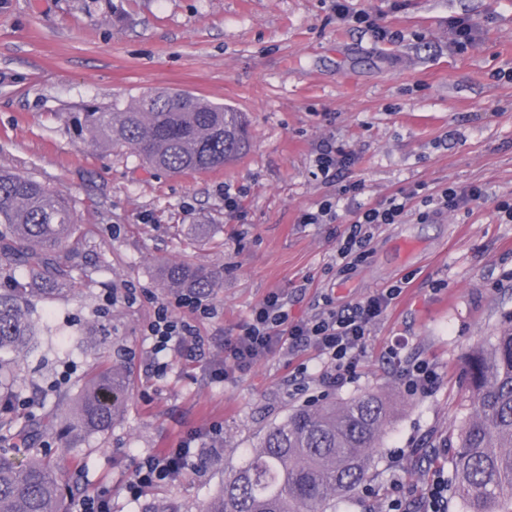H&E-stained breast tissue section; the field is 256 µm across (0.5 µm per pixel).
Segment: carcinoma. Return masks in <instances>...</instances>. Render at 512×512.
Segmentation results:
<instances>
[{"label":"carcinoma","mask_w":512,"mask_h":512,"mask_svg":"<svg viewBox=\"0 0 512 512\" xmlns=\"http://www.w3.org/2000/svg\"><path fill=\"white\" fill-rule=\"evenodd\" d=\"M92 141L125 148L145 166L172 175L220 168L249 148L239 112L176 91L143 95L129 105L85 113ZM0 266L20 268L27 282L0 288V512H68L55 466L27 447L21 461L6 443H28L35 428L10 412L15 359L42 345L41 316L31 297L71 283L57 251L75 234L71 199L42 183L0 167ZM169 286L206 294L215 276L188 264L169 267ZM474 413L458 433L448 463L451 494L463 512H512V329L476 348L468 362ZM131 382L118 367L101 366L85 379L75 404V426L107 429L120 413ZM379 391L347 401L302 405L267 429L244 461L224 479L201 512H336V502L364 486L373 449L391 420Z\"/></svg>","instance_id":"cac0c4a2"}]
</instances>
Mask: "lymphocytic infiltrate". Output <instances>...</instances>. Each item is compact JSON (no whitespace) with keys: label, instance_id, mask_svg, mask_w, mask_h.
<instances>
[{"label":"lymphocytic infiltrate","instance_id":"f902f5d3","mask_svg":"<svg viewBox=\"0 0 512 512\" xmlns=\"http://www.w3.org/2000/svg\"><path fill=\"white\" fill-rule=\"evenodd\" d=\"M315 152L318 175L326 183L337 184L338 197L325 199L316 209L304 211L298 221L302 224H333L338 217H345L348 227L336 250V263L343 268L352 267L362 260L365 246L382 225L403 223L410 214L424 221L443 212H466L472 203L485 195L478 185L444 186L429 194L415 185L398 189L385 203L361 205L355 201L360 191L359 183L342 186L337 183L343 169L353 164V153L337 146L331 138L318 141ZM349 198L354 199V206L347 208L345 214H338L339 200ZM401 292L398 285L384 288L342 307L326 308L309 322L291 321L284 297L276 292L270 293L254 308L249 321L240 326L238 333L225 339L224 360L211 365L210 372L222 380L233 369L258 362L275 350L298 352L313 347L331 361L332 371L325 380L326 386H343L353 376L355 351L363 347L371 326L384 316ZM147 332L151 352L156 356H190L204 345L203 337L188 322L175 316L166 303L159 304ZM199 441V436L195 435L161 454L143 458L129 484L131 493H139L142 488L178 476L195 458V446Z\"/></svg>","mask_w":512,"mask_h":512}]
</instances>
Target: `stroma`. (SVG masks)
I'll list each match as a JSON object with an SVG mask.
<instances>
[{
    "label": "stroma",
    "mask_w": 512,
    "mask_h": 512,
    "mask_svg": "<svg viewBox=\"0 0 512 512\" xmlns=\"http://www.w3.org/2000/svg\"><path fill=\"white\" fill-rule=\"evenodd\" d=\"M375 24L402 32L381 41L337 20L333 0H0V166L66 193L79 247H63L70 289L37 301L53 348L18 355L15 414L55 411L38 442L59 471L68 501L106 493L111 512H200L264 431L309 399L346 400L379 391L392 419L374 452L367 492L338 512H381L392 483L420 498L447 464L433 457L472 411V351L512 327V0H350ZM484 17L475 45H450V17ZM188 92L243 112L251 147L224 168L172 176L128 151L90 144L83 114L158 90ZM333 138L356 162L358 203H384L399 188L448 184L485 190L470 212L376 232L365 260L343 273L340 224H301L300 213L332 186L313 174L314 147ZM240 190L242 217L224 211ZM423 248L405 258L397 239ZM187 263L216 274L202 296L208 315L176 306L164 268ZM404 283L374 323L351 381L322 383L329 362L314 350H278L214 380L224 357L270 292L291 320L308 321L324 299L344 305ZM134 302H125L127 291ZM207 341L203 360L168 356L155 372L147 328L159 303ZM437 373L433 389L409 394L403 370ZM130 376L124 408L102 433L73 437L72 406L93 368ZM219 428L208 462L130 495L146 456Z\"/></svg>",
    "instance_id": "1"
}]
</instances>
